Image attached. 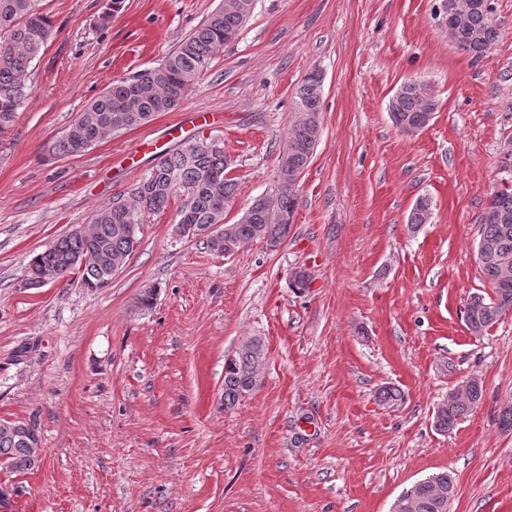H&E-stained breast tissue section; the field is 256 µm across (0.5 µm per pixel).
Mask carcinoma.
<instances>
[{
	"label": "carcinoma",
	"instance_id": "1",
	"mask_svg": "<svg viewBox=\"0 0 512 512\" xmlns=\"http://www.w3.org/2000/svg\"><path fill=\"white\" fill-rule=\"evenodd\" d=\"M41 0H0V135L6 134L17 118L24 100L32 92V65L54 35V26L40 8ZM253 12L252 0H221L220 5L182 39L158 65L112 83L97 99L85 106L75 120L50 145L55 157L75 156L90 149L101 138L145 124L159 112L175 109L208 68L213 54L231 42ZM501 35L493 5L462 16L460 42L474 38L464 51L482 55L481 47L495 44ZM323 77L313 69L294 95L296 112L286 152L279 163V189L273 197L254 200L234 224L224 223V213L235 200V183L224 178L231 160L224 149L207 138H196L174 151L159 156L152 169L137 182L126 199L96 210L91 218L92 235L74 230L59 237L29 261L31 286L79 273L87 288H106L121 271L140 243L139 216L161 212L179 185L186 201L177 211L176 223L200 230L224 228L218 238L207 236V246L219 253L230 242L239 250L264 239L275 245L288 237L299 206L295 175L308 167L321 136ZM434 90L412 84L392 97L388 110L394 125L405 131L427 126V115L436 112ZM430 204L416 201L408 224L417 228L430 219ZM476 261L491 291L473 293L464 308L468 331L479 336L488 332L512 311V188L505 185L490 195L481 218L475 247ZM266 359L265 345L258 337L244 341L236 355L224 365V408L229 409L258 383ZM483 384L472 379L464 395L454 392L441 403L434 416L435 427L452 432L482 401ZM0 421V469L26 474L40 467L29 442L38 437L32 424L26 433ZM456 494L453 475L432 474L413 483L394 502L393 512H448Z\"/></svg>",
	"mask_w": 512,
	"mask_h": 512
}]
</instances>
